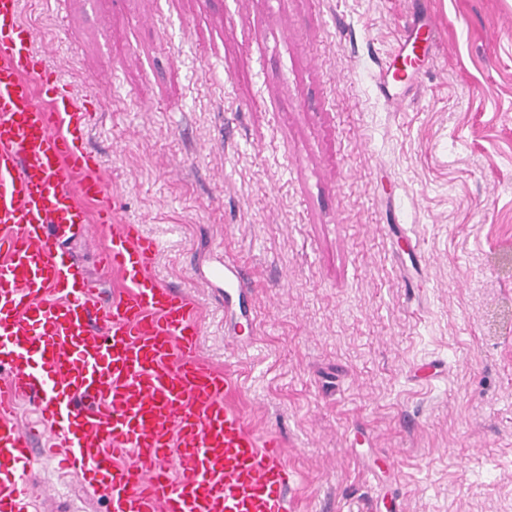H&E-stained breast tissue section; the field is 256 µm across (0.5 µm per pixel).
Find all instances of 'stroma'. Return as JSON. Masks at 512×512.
<instances>
[{
    "mask_svg": "<svg viewBox=\"0 0 512 512\" xmlns=\"http://www.w3.org/2000/svg\"><path fill=\"white\" fill-rule=\"evenodd\" d=\"M431 18L413 83L381 92ZM116 219L277 435L295 512H512V0H22ZM249 271L256 330L201 277ZM37 512H108L39 458ZM432 40V26L430 23H420L417 20H414L411 24H408L405 27L403 41L399 44V46L395 49V51L391 52L387 61L385 62L384 68H382L380 72V80L385 82L387 77L392 75L393 79L400 78L399 72L401 69L396 66V63L400 59L402 66L405 67V64L409 63V59L412 60L411 69L415 68L414 63V50L416 48V44L419 42L425 43V50H428L429 43ZM409 46L412 48V54L414 57L409 54L408 48Z\"/></svg>",
    "mask_w": 512,
    "mask_h": 512,
    "instance_id": "stroma-1",
    "label": "stroma"
}]
</instances>
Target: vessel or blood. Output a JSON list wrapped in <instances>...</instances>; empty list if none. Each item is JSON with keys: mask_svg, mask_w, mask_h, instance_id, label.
<instances>
[{"mask_svg": "<svg viewBox=\"0 0 512 512\" xmlns=\"http://www.w3.org/2000/svg\"><path fill=\"white\" fill-rule=\"evenodd\" d=\"M36 39L20 0H0V512H33L24 478L41 456L108 512H291L280 439L258 437L228 401L230 373L200 359L193 302L152 274L158 243L117 223L86 146L91 114ZM431 40V24H408L381 77ZM74 240L101 246L121 287L85 278L61 251ZM245 281L229 261L202 278L228 299Z\"/></svg>", "mask_w": 512, "mask_h": 512, "instance_id": "b4317fda", "label": "vessel or blood"}]
</instances>
